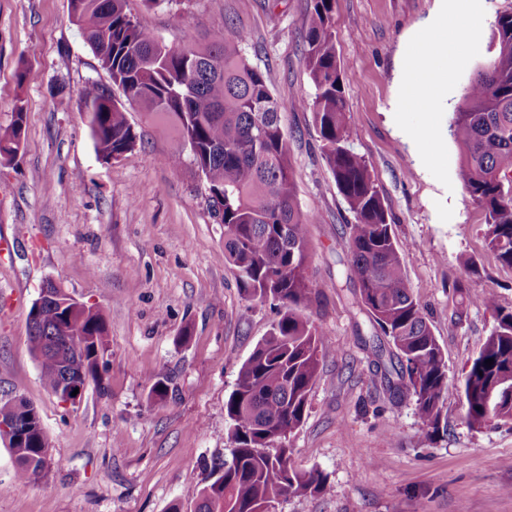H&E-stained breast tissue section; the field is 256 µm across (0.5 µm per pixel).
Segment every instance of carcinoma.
Returning a JSON list of instances; mask_svg holds the SVG:
<instances>
[{"label":"carcinoma","mask_w":512,"mask_h":512,"mask_svg":"<svg viewBox=\"0 0 512 512\" xmlns=\"http://www.w3.org/2000/svg\"><path fill=\"white\" fill-rule=\"evenodd\" d=\"M69 18L126 99L117 101L96 82L82 91L97 154L117 159L135 146L127 103L173 121L204 182L208 208L224 225V262L235 270L241 294L280 306L269 336L241 366L224 404L232 461L213 467L215 478L193 493L196 512H264L288 494L325 491L322 474L294 469L286 449L266 451L274 435L290 434L302 423L329 340L306 314L318 300L317 284L308 275L306 237L315 216L303 213L296 199L281 105L264 75L240 55L247 35L231 30L199 49L188 34L182 44L168 46L127 10V0H70ZM493 41L495 57L473 72L451 127L462 150L463 186L484 216L485 243L512 268V13L497 16ZM303 62L315 88L304 106L314 114L326 166L354 215L346 232L345 282L390 347L389 360L378 361L376 370L391 390L411 381L422 424L437 433L448 394L444 355L406 282L370 165L353 147L331 0H311ZM25 131L26 108L19 98L11 124L0 130V160L17 156ZM471 299L493 310L497 320L460 384L467 422L481 429L512 420V311H502L492 293ZM39 322L44 332L29 333V349L41 365L44 386L63 401V373L96 379L106 350L105 319L55 293L44 299ZM47 334L64 346L77 337L84 347L70 352L63 367L42 352ZM31 409L23 398L0 400L4 420L23 419ZM10 451L18 478L40 477L44 449L37 442Z\"/></svg>","instance_id":"carcinoma-1"}]
</instances>
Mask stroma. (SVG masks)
<instances>
[{
  "label": "stroma",
  "mask_w": 512,
  "mask_h": 512,
  "mask_svg": "<svg viewBox=\"0 0 512 512\" xmlns=\"http://www.w3.org/2000/svg\"><path fill=\"white\" fill-rule=\"evenodd\" d=\"M129 7L168 45L189 32L201 47L229 26L247 32L241 53L283 106L298 203L318 217L306 227L320 292L310 315L329 346L304 419L283 445L295 469L320 471L329 489L280 499L274 512H512V421L471 428L455 389L496 318L454 288L476 263L473 291L493 292L511 310L512 268L486 246L450 130L512 0H478L469 17L476 33L439 60L454 75L426 112L411 105L406 61L430 53L421 35L441 0L332 2L354 148L371 165L408 284L446 356L440 435L428 434L410 391L393 394L376 377L367 318L350 289L336 285L353 215L322 157L313 114L299 105L315 94L303 63L310 0ZM92 81L109 77L70 22L69 0H0V128L16 99L26 106L23 148L0 165V238L14 243L0 259V399L22 397L37 409L51 460L40 481L19 480L0 442V512H194L191 491L231 457L224 403L279 306L242 296L224 262V227L170 123L127 107L135 147L99 158L80 102ZM177 153L180 166L166 165ZM49 279L106 318L100 380L73 403L47 391L28 348L27 313ZM161 376L169 392L157 400L150 390Z\"/></svg>",
  "instance_id": "stroma-1"
}]
</instances>
